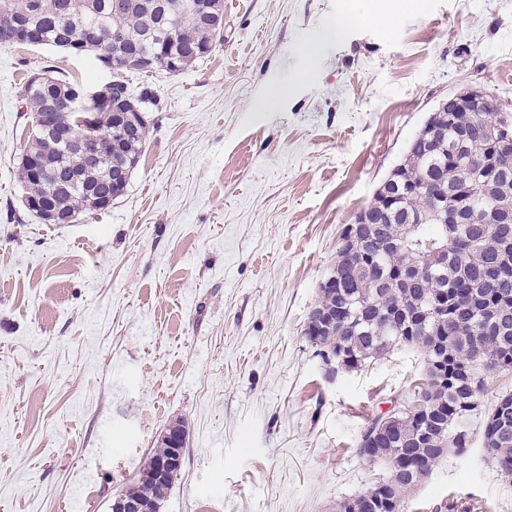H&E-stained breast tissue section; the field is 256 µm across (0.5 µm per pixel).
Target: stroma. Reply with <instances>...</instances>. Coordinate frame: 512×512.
I'll use <instances>...</instances> for the list:
<instances>
[{
    "label": "stroma",
    "mask_w": 512,
    "mask_h": 512,
    "mask_svg": "<svg viewBox=\"0 0 512 512\" xmlns=\"http://www.w3.org/2000/svg\"><path fill=\"white\" fill-rule=\"evenodd\" d=\"M347 19L341 38L330 29ZM86 90L109 70L0 48V512H111L166 428L186 430L161 512H336L385 467L355 448L425 373L400 348L333 373L306 336L345 225L449 94L512 113V0H224V41L161 101L123 196L70 224L23 204L42 67ZM444 453L402 512H512L481 439Z\"/></svg>",
    "instance_id": "obj_1"
}]
</instances>
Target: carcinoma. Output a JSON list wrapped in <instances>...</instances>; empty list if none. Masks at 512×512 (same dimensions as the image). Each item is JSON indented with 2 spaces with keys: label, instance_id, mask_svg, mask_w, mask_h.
Returning a JSON list of instances; mask_svg holds the SVG:
<instances>
[{
  "label": "carcinoma",
  "instance_id": "carcinoma-1",
  "mask_svg": "<svg viewBox=\"0 0 512 512\" xmlns=\"http://www.w3.org/2000/svg\"><path fill=\"white\" fill-rule=\"evenodd\" d=\"M27 24L43 36L40 45L73 53H95L112 72L101 94L158 110L147 84L131 88L127 75L144 73L143 57L161 49L159 63L172 58L180 73L224 42V10H196V0H0V40L6 29ZM126 35L125 53L112 50V30ZM47 86L27 77L20 97L27 111L81 112L94 117L98 130L112 139L105 167L87 169L63 152V145L32 130L26 151L45 158L47 167L32 180L20 168L25 200L53 196L72 215L102 209L112 195V162L140 157L149 127L128 135L111 125V111L92 101L63 103L67 83L48 75ZM434 141L411 140L398 165L363 208L370 223L338 245L336 288L323 293L314 313L335 317L329 331L309 340L332 371H350L377 360L399 346L414 347L425 357L428 386L426 412L419 421L401 414L387 422L377 415L360 434L355 452L364 455V438L384 428L379 462L387 476L343 501L342 512H401L404 494L430 474L409 470L413 454L441 457L461 453L470 441L476 406L462 376L465 367L512 368V223L497 224L499 203L512 205V148L497 143L512 137V115L499 111L494 99L449 118L433 117ZM482 442L500 474L512 476V394L504 392L485 414ZM168 454L160 444L130 497L147 491L162 502L170 486L148 484L154 464Z\"/></svg>",
  "mask_w": 512,
  "mask_h": 512
}]
</instances>
